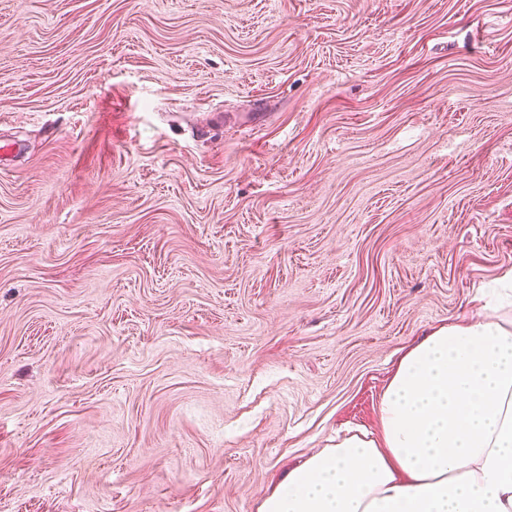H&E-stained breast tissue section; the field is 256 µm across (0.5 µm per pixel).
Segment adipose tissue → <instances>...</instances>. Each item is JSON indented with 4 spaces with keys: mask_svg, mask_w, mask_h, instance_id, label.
Returning a JSON list of instances; mask_svg holds the SVG:
<instances>
[{
    "mask_svg": "<svg viewBox=\"0 0 512 512\" xmlns=\"http://www.w3.org/2000/svg\"><path fill=\"white\" fill-rule=\"evenodd\" d=\"M379 420L288 470L257 512H512V311L487 301L411 347Z\"/></svg>",
    "mask_w": 512,
    "mask_h": 512,
    "instance_id": "ef3b65f1",
    "label": "adipose tissue"
}]
</instances>
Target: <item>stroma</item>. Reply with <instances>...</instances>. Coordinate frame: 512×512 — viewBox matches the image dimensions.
I'll use <instances>...</instances> for the list:
<instances>
[{"instance_id":"obj_1","label":"stroma","mask_w":512,"mask_h":512,"mask_svg":"<svg viewBox=\"0 0 512 512\" xmlns=\"http://www.w3.org/2000/svg\"><path fill=\"white\" fill-rule=\"evenodd\" d=\"M512 270V0H0V512H256Z\"/></svg>"}]
</instances>
